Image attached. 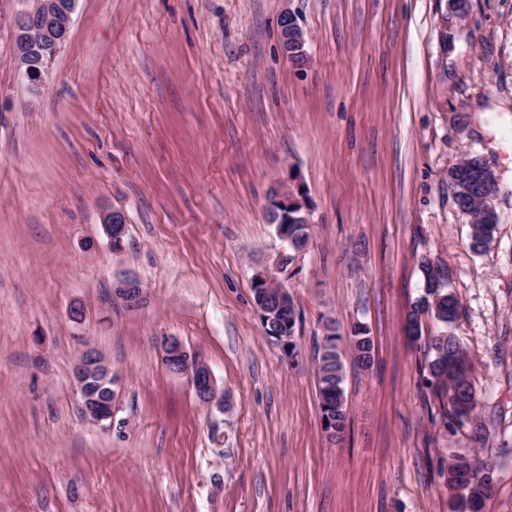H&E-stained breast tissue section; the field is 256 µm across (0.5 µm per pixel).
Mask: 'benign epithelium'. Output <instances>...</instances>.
Instances as JSON below:
<instances>
[{"mask_svg":"<svg viewBox=\"0 0 512 512\" xmlns=\"http://www.w3.org/2000/svg\"><path fill=\"white\" fill-rule=\"evenodd\" d=\"M76 0H37L36 6L23 13L17 20V35L14 51L21 75L31 87L38 90L49 75L50 65L61 48L68 41L72 25V14ZM281 45L288 60L298 69L308 65L305 50V35L296 17L284 10L281 15ZM270 203L274 204L277 221L288 215L293 205L303 206L305 216H310L303 191L296 187L288 190H275ZM106 231L112 251L123 246L126 233L125 216L114 212L106 218ZM258 284V310L267 316L266 298L272 294L269 288L272 276L260 274L255 277ZM114 300L128 308H136L143 302V290L137 282L124 280L112 291ZM163 362L167 371L186 376L197 400L204 406L224 409V392L217 385L209 366L192 359L175 337L162 340ZM73 379L80 399L83 414L101 423L112 417V404L115 392L112 389V366L103 354L91 345H85L73 369Z\"/></svg>","mask_w":512,"mask_h":512,"instance_id":"obj_1","label":"benign epithelium"}]
</instances>
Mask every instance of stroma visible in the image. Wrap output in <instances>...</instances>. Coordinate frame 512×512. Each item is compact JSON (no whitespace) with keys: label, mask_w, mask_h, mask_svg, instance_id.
<instances>
[{"label":"stroma","mask_w":512,"mask_h":512,"mask_svg":"<svg viewBox=\"0 0 512 512\" xmlns=\"http://www.w3.org/2000/svg\"><path fill=\"white\" fill-rule=\"evenodd\" d=\"M32 4L0 0V512H451L440 470L475 452L494 470L486 512H512V0H76L37 91L13 51ZM469 154L496 187L480 253L448 191ZM295 182L313 224L283 281L291 363L252 280L277 271L269 199ZM424 257L460 301L473 430L449 433L421 397L405 323ZM127 279L139 308L112 300ZM356 324L374 363L346 361L334 443L313 354L326 326ZM166 336L229 410L167 372ZM87 341L114 373L105 425L72 379ZM280 24L281 45L286 57L296 68H306L305 35L296 17L286 9L282 12ZM105 226L112 251H119L123 246L126 233L125 216L119 212H112L107 216ZM265 333L268 337L276 340L275 332H288V353L287 356H297V345L295 343V328L297 324V312L295 303L293 307H288V310L277 311L272 318L266 321L262 319Z\"/></svg>","instance_id":"obj_1"}]
</instances>
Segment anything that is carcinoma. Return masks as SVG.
Masks as SVG:
<instances>
[{
    "label": "carcinoma",
    "mask_w": 512,
    "mask_h": 512,
    "mask_svg": "<svg viewBox=\"0 0 512 512\" xmlns=\"http://www.w3.org/2000/svg\"><path fill=\"white\" fill-rule=\"evenodd\" d=\"M488 171L483 159L467 157L448 168V190L462 215L468 219L471 228V247L480 252L492 243L496 225L484 224L478 219L481 187L479 180ZM287 230L295 247L288 248L286 266L291 267L297 260V252L307 245L311 233L309 224H277L275 230ZM425 293L412 306L408 314L407 328L413 341L421 340L422 317L429 315L448 325L459 316V302L450 291L448 271L424 258L420 263ZM296 307L277 312L263 321L268 337L275 340L277 332L288 333V355H297L295 328ZM333 344L317 346L314 360L317 370L318 394L322 412V423L330 427L336 420V430L346 428L348 415L343 388L342 337H329ZM348 343L352 351L367 362L373 361L374 341L363 326L352 330ZM420 377L428 395L447 399L442 409V420L448 432L454 433L473 424L476 399L471 381V364L456 337L447 333L429 336L424 341V358L421 362ZM492 465L472 454H454L448 459L446 481L453 490L456 512H485L487 501L493 494L489 483L494 481Z\"/></svg>",
    "instance_id": "1"
}]
</instances>
